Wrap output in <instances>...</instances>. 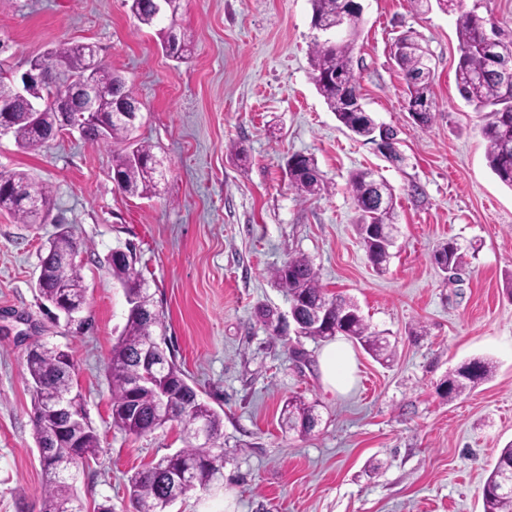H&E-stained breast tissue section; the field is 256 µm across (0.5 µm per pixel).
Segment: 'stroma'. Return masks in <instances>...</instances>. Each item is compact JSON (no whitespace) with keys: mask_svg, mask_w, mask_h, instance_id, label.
Segmentation results:
<instances>
[{"mask_svg":"<svg viewBox=\"0 0 512 512\" xmlns=\"http://www.w3.org/2000/svg\"><path fill=\"white\" fill-rule=\"evenodd\" d=\"M360 3L355 79L374 120L397 128L398 165L342 127L312 83L310 0H182L178 24L194 44L184 62L163 52L128 0H0V73L23 72L64 41L96 45L140 100L135 135L163 171L155 196L132 197L112 180L113 144L66 130L25 152L0 137V172L27 174L50 199L41 223L0 211V512H39L43 494L25 366L33 343L73 355L100 437L102 454L74 483L82 512H133L129 477L184 446L174 422L142 438L112 423L107 365L128 305L107 258L129 241L189 384L223 419L214 447L223 480L172 512H483V485L512 442V188L488 166L483 113L457 88L459 10ZM407 30L432 59L426 127L408 110L393 58ZM295 153L315 158L325 193L289 187ZM364 169L396 197L398 232L381 273L359 242L348 190ZM61 223L87 245L81 330L47 315L35 288ZM449 241L467 262L455 281L433 261ZM300 255L394 347L382 364L353 346L348 393L322 382L324 341L271 335L259 316L288 314L271 271ZM474 358L492 362L491 376L447 399L440 383ZM293 396L317 405L309 435L281 429Z\"/></svg>","mask_w":512,"mask_h":512,"instance_id":"35a3bbf8","label":"stroma"}]
</instances>
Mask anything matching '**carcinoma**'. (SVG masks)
<instances>
[{
  "instance_id": "cac0c4a2",
  "label": "carcinoma",
  "mask_w": 512,
  "mask_h": 512,
  "mask_svg": "<svg viewBox=\"0 0 512 512\" xmlns=\"http://www.w3.org/2000/svg\"><path fill=\"white\" fill-rule=\"evenodd\" d=\"M312 25L327 33L336 28V17L343 11L346 0H310ZM179 0H166V9L155 8L154 0H131L130 9L138 22L157 28L161 43L168 46L169 56L187 60L191 55L185 33L176 32ZM362 23V13L352 10L345 15L348 39L336 42L316 37L311 47V79L327 108L339 123L351 133L375 141L378 125L359 96L353 71L354 42ZM459 59L456 80L463 98L475 111L486 113L482 129L486 141V159L492 172L512 188V74L503 77L494 69L481 66L483 51L491 44L512 53V40L504 41L489 35L486 20L476 9L463 10L456 21ZM414 37L406 32L400 38L402 48L394 59L403 73L409 100L425 105L416 113L420 125L432 121V67L430 55L413 44ZM97 50L92 44L61 42L38 57L48 91H67L66 81L80 77L96 66L97 82L103 89L93 120L82 128V136L91 142L101 140L124 143L126 147L112 155L113 180L123 193L140 198L155 194L157 181L153 147L146 142L131 141L134 124L114 117L118 101L136 103L134 92L125 80L104 63H96ZM59 113L51 106L41 116V126L34 128L23 119L13 121L9 135L25 151H38L56 136ZM285 175L288 184L303 196H317L327 190V184L314 158L303 154L288 157ZM354 204L361 212L358 234L368 261L378 270L388 263L393 246L390 232L395 230V202L391 186L382 179L373 181L368 171L357 170L349 179ZM8 200L11 212L19 223L35 221L31 204L49 202L45 188L29 181L20 173H0V203ZM83 244L65 224L49 242L47 254L41 260L37 289L41 298L54 308L67 307L80 311L86 302L83 285V264L78 256ZM435 263L456 270L464 264V255L457 245L448 241L433 254ZM137 248L128 242L124 249L112 252V277L123 287L129 305L126 323L112 343L108 378L112 391V423L126 434L141 437L173 421L182 427L185 446L171 457L141 470L129 479L134 512H166L170 500L194 490H205L223 477L224 457L203 450L197 438L198 427H204L206 437L216 442L221 437L222 419L206 403L194 398L196 390L186 381L173 354L167 353L163 311L156 308L142 271L137 268ZM278 287L285 290L289 312L297 333L313 339H331L338 334L347 336L377 358L390 356V344L373 330L359 308L341 295H330L319 283L317 272L304 256L291 257L272 271ZM151 350L158 356L153 381L169 379L185 389L187 407L171 418L158 406L159 394L152 387H132L143 378L138 356ZM26 370L35 394L33 427L38 449L51 455L52 468H43L45 488L40 512H81L75 505L73 469L98 458L100 440L87 416L73 421V432L79 442V456L73 449L54 438L46 410L73 395L76 363L67 352L43 345L34 346L26 354ZM489 362L473 359L448 374L443 387L448 397L455 398L487 379ZM283 423L287 430L302 435L314 431L317 423L316 405L295 397L283 407ZM188 465L187 477L174 479L177 461ZM512 473V444L501 449L483 488L484 512H512V488L504 484V476Z\"/></svg>"
}]
</instances>
